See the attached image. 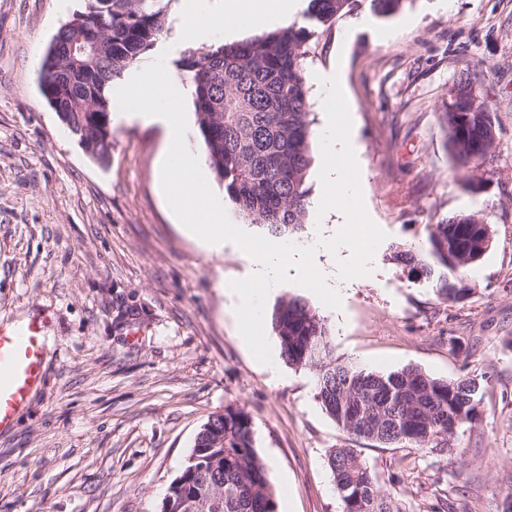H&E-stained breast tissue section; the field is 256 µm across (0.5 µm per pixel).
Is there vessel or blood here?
<instances>
[{
  "label": "vessel or blood",
  "instance_id": "vessel-or-blood-1",
  "mask_svg": "<svg viewBox=\"0 0 512 512\" xmlns=\"http://www.w3.org/2000/svg\"><path fill=\"white\" fill-rule=\"evenodd\" d=\"M45 341L37 323L0 332V430L12 425L41 380Z\"/></svg>",
  "mask_w": 512,
  "mask_h": 512
}]
</instances>
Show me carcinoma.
<instances>
[{
  "instance_id": "cac0c4a2",
  "label": "carcinoma",
  "mask_w": 512,
  "mask_h": 512,
  "mask_svg": "<svg viewBox=\"0 0 512 512\" xmlns=\"http://www.w3.org/2000/svg\"><path fill=\"white\" fill-rule=\"evenodd\" d=\"M368 2L385 16L405 0ZM361 4L309 0L306 26L206 51L189 48L180 60L210 167L239 214L273 236L303 230L311 208L305 182L315 134L302 67L308 43ZM166 27L165 0H85L43 56L37 74L42 96L97 162L110 159L114 82L153 49ZM458 86L461 94L442 113V124L455 164L466 168L495 152L496 141L486 139L493 118L483 102H474L470 79ZM428 241L426 251L395 248L394 260L419 269L439 298H466L472 291L466 272L489 251L491 225L475 213H459L430 225ZM270 320L282 359L314 372L326 414L356 441L442 456L479 414L487 384L482 374L441 379L416 367L383 374L337 361L325 320L300 296L278 301ZM328 466L343 512H394L358 449L332 450ZM185 469L183 494L200 500L202 512L276 510L267 464L254 448L252 419L242 409L227 407L208 419Z\"/></svg>"
}]
</instances>
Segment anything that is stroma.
<instances>
[{
  "instance_id": "35a3bbf8",
  "label": "stroma",
  "mask_w": 512,
  "mask_h": 512,
  "mask_svg": "<svg viewBox=\"0 0 512 512\" xmlns=\"http://www.w3.org/2000/svg\"><path fill=\"white\" fill-rule=\"evenodd\" d=\"M80 0H0V330L37 322L43 373L0 431V512H161L209 416L252 418L276 512H343L327 458L348 435L311 371L259 363L227 282L250 274L232 246L201 250L158 181L165 136L116 124L108 165L93 161L43 98L36 71ZM343 68L369 217L386 234L370 275L340 284V309L311 306L336 357L374 372L414 366L485 374L480 415L441 462L358 442L400 512H431L449 480L467 512H502L512 488V0L368 5L310 41L306 70ZM496 121L494 153L463 169L441 114L461 77ZM477 212L494 230L470 268L471 295L439 298L392 260L426 248L430 225Z\"/></svg>"
}]
</instances>
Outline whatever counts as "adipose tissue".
<instances>
[{"instance_id": "ef3b65f1", "label": "adipose tissue", "mask_w": 512, "mask_h": 512, "mask_svg": "<svg viewBox=\"0 0 512 512\" xmlns=\"http://www.w3.org/2000/svg\"><path fill=\"white\" fill-rule=\"evenodd\" d=\"M182 3L175 38L187 47L218 34L231 38L248 27L285 26L305 8V0H217L207 9L201 8L200 0Z\"/></svg>"}]
</instances>
